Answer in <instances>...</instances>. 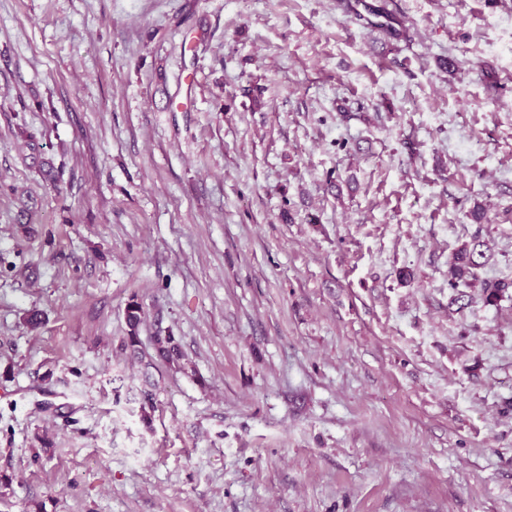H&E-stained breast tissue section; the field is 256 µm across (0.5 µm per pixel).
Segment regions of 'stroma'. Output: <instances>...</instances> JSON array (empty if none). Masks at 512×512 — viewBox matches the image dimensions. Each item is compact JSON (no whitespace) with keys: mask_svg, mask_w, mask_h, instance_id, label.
Wrapping results in <instances>:
<instances>
[{"mask_svg":"<svg viewBox=\"0 0 512 512\" xmlns=\"http://www.w3.org/2000/svg\"><path fill=\"white\" fill-rule=\"evenodd\" d=\"M475 237L512 0H0V512H512ZM488 250V243L481 240L466 242L458 247L448 261V286L452 289H457L460 285L475 287V270L483 265L480 260L485 258ZM142 306L137 301H131L126 308V321L129 327L128 336H126L125 348L135 354L138 351V330L142 318Z\"/></svg>","mask_w":512,"mask_h":512,"instance_id":"stroma-1","label":"stroma"}]
</instances>
